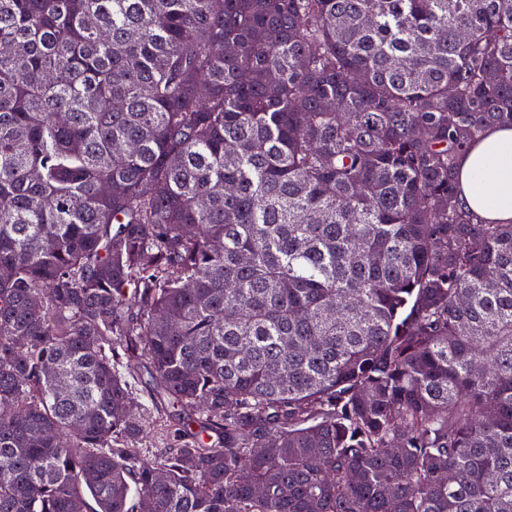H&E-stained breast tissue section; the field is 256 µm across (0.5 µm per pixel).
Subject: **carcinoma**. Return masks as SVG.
Masks as SVG:
<instances>
[{
    "mask_svg": "<svg viewBox=\"0 0 512 512\" xmlns=\"http://www.w3.org/2000/svg\"><path fill=\"white\" fill-rule=\"evenodd\" d=\"M492 126L512 0H0V512H512ZM462 205L494 224L512 223V129L493 127L459 159ZM162 420H165L163 412L157 413L156 411H151V414L147 419V422H149L147 425L148 429L150 428V433L148 434V438L144 439L145 441L142 442V447L145 448V451L150 455V457L159 454L162 448L167 447L166 440H164L165 437L160 434V424H163Z\"/></svg>",
    "mask_w": 512,
    "mask_h": 512,
    "instance_id": "carcinoma-1",
    "label": "carcinoma"
}]
</instances>
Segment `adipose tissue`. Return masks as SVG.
Instances as JSON below:
<instances>
[{"mask_svg": "<svg viewBox=\"0 0 512 512\" xmlns=\"http://www.w3.org/2000/svg\"><path fill=\"white\" fill-rule=\"evenodd\" d=\"M462 205L482 219L512 223V129L493 127L458 162Z\"/></svg>", "mask_w": 512, "mask_h": 512, "instance_id": "1", "label": "adipose tissue"}]
</instances>
